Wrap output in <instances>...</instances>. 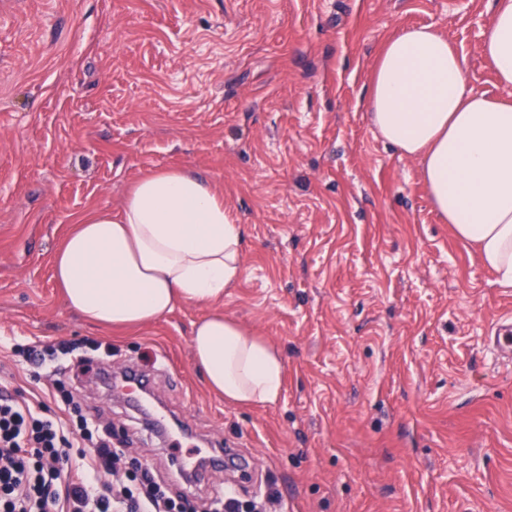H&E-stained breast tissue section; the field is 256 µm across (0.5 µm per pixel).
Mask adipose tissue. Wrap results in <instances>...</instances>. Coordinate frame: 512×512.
<instances>
[{
  "instance_id": "adipose-tissue-1",
  "label": "adipose tissue",
  "mask_w": 512,
  "mask_h": 512,
  "mask_svg": "<svg viewBox=\"0 0 512 512\" xmlns=\"http://www.w3.org/2000/svg\"><path fill=\"white\" fill-rule=\"evenodd\" d=\"M512 86V0H497L481 46ZM465 56L429 26L387 40L367 104L380 137L420 159L432 204L473 245L501 286L512 288V102L469 88ZM242 228L205 177L144 174L119 213L80 216L54 257L68 307L103 327L139 326L176 304L213 306L243 276ZM195 363L231 402L272 403L283 363L262 337L213 311L195 323Z\"/></svg>"
}]
</instances>
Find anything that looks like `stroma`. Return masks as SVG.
I'll list each match as a JSON object with an SVG mask.
<instances>
[{
	"instance_id": "1",
	"label": "stroma",
	"mask_w": 512,
	"mask_h": 512,
	"mask_svg": "<svg viewBox=\"0 0 512 512\" xmlns=\"http://www.w3.org/2000/svg\"><path fill=\"white\" fill-rule=\"evenodd\" d=\"M494 0H0V390L64 412L61 389L148 464L170 495L271 512H512V288L434 210L421 163L384 143L366 101L400 30L430 25L467 59V83L512 99L481 45ZM206 177L243 229L244 274L222 309L282 356L267 405L225 401L181 303L129 330L71 311L53 257L74 219L118 211L142 174ZM95 340L53 375L13 342ZM156 369L183 428L159 439L98 369ZM236 448L249 479L178 456ZM207 511L211 512H264L262 499L243 504L233 493L226 492L224 497L215 498Z\"/></svg>"
}]
</instances>
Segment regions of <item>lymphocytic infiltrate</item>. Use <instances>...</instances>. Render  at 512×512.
<instances>
[{"mask_svg": "<svg viewBox=\"0 0 512 512\" xmlns=\"http://www.w3.org/2000/svg\"><path fill=\"white\" fill-rule=\"evenodd\" d=\"M43 402L0 397V512H193L88 419L43 415Z\"/></svg>", "mask_w": 512, "mask_h": 512, "instance_id": "f902f5d3", "label": "lymphocytic infiltrate"}]
</instances>
